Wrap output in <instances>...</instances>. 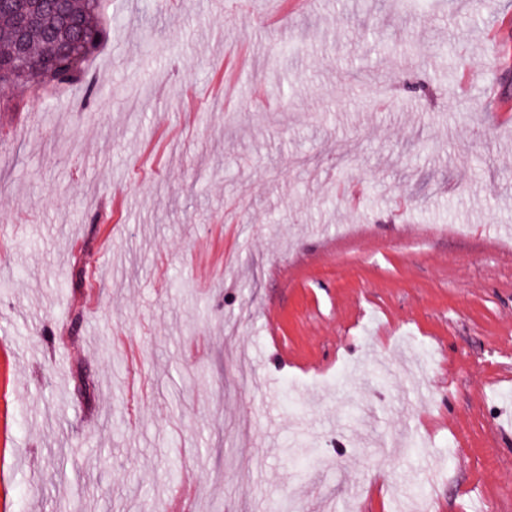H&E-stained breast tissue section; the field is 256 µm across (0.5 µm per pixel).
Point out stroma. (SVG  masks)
<instances>
[{
	"mask_svg": "<svg viewBox=\"0 0 512 512\" xmlns=\"http://www.w3.org/2000/svg\"><path fill=\"white\" fill-rule=\"evenodd\" d=\"M105 3L0 86V512H512V0ZM0 4V60L12 65L15 76L9 80L14 85L27 89H40L47 85H66L85 80L84 62L100 47L103 27L99 21V8L102 0H62L64 11L74 17L77 25L60 29L48 19H43L34 29L26 60L14 59V33L17 18L22 10L40 5L39 0H5ZM60 42L72 43L69 54L58 56L57 66L51 73L53 60L42 58Z\"/></svg>",
	"mask_w": 512,
	"mask_h": 512,
	"instance_id": "1",
	"label": "stroma"
}]
</instances>
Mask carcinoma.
<instances>
[{"label":"carcinoma","instance_id":"obj_1","mask_svg":"<svg viewBox=\"0 0 512 512\" xmlns=\"http://www.w3.org/2000/svg\"><path fill=\"white\" fill-rule=\"evenodd\" d=\"M102 0H63L64 11L74 17L77 25L60 29L44 19L34 29L29 46V57L14 58V33L18 15L38 5V0H10L0 6V60L11 66L15 76L11 82L27 89H40L47 85H66L85 80L84 62L100 47L103 27L99 21ZM69 42L72 50L58 56L57 66L47 73L41 66L42 58L56 44Z\"/></svg>","mask_w":512,"mask_h":512}]
</instances>
